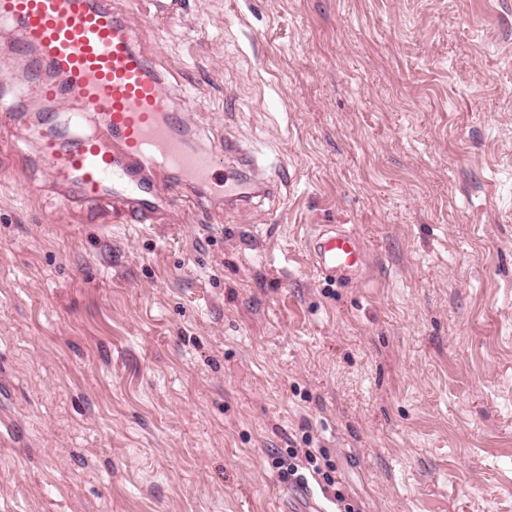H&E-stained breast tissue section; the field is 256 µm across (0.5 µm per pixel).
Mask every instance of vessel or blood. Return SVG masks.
<instances>
[{
	"instance_id": "vessel-or-blood-1",
	"label": "vessel or blood",
	"mask_w": 512,
	"mask_h": 512,
	"mask_svg": "<svg viewBox=\"0 0 512 512\" xmlns=\"http://www.w3.org/2000/svg\"><path fill=\"white\" fill-rule=\"evenodd\" d=\"M0 20L20 38L10 48L30 95L51 104L42 118L44 183L63 208L111 206L134 224H159L176 202L194 196L242 206L243 181L224 169L231 156L248 165L233 143L197 148L189 114L173 104L161 74L135 43L132 13L108 0H0ZM0 72V124H24ZM316 272L341 284L365 266L351 234L320 233L310 249Z\"/></svg>"
}]
</instances>
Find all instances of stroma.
Wrapping results in <instances>:
<instances>
[{"label": "stroma", "mask_w": 512, "mask_h": 512, "mask_svg": "<svg viewBox=\"0 0 512 512\" xmlns=\"http://www.w3.org/2000/svg\"><path fill=\"white\" fill-rule=\"evenodd\" d=\"M135 11L246 208L125 224L28 194L0 130V512H281L323 449L355 512H512V0ZM333 225L367 251L324 281ZM316 272L332 283H345L366 265L363 246L351 234L334 230L332 234L318 233L310 249ZM319 454L325 461L323 466L320 464V458L311 448H289L286 450V454L280 453L274 456L272 463L275 468L279 469L280 475L284 479L295 478L296 481L305 483L307 476L303 472L304 470L308 471L314 479L317 480V477L322 479L324 491H329L330 488L335 490L336 481L331 473H335L336 468L321 452Z\"/></svg>", "instance_id": "35a3bbf8"}]
</instances>
